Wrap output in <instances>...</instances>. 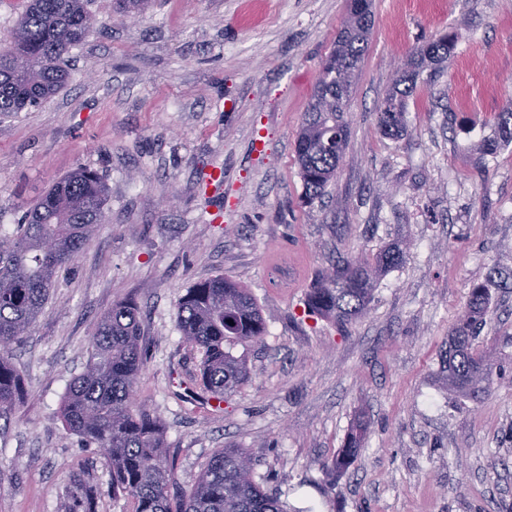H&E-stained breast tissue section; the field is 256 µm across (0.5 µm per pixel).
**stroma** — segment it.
<instances>
[{"instance_id": "1", "label": "stroma", "mask_w": 512, "mask_h": 512, "mask_svg": "<svg viewBox=\"0 0 512 512\" xmlns=\"http://www.w3.org/2000/svg\"><path fill=\"white\" fill-rule=\"evenodd\" d=\"M349 6L150 0L129 17L91 0L98 25L68 55L67 86L0 116L5 229L77 167L109 188L102 224L12 351L29 396L0 419V512H67L76 474L97 512H134L113 495L107 458L59 415L101 315L127 296L149 340L136 397L160 417L182 488L234 446L286 512H512V143L496 135L512 111V0H372L352 134L323 205L308 208L294 142ZM450 32L454 51L405 101L406 131L385 135L377 111L393 81ZM393 244L403 260L356 323L305 314L322 272ZM219 275L251 290L268 332L246 350L248 381L216 408L176 304ZM485 280L474 346L493 382L471 399L449 392L444 360ZM359 422L357 459L329 473Z\"/></svg>"}]
</instances>
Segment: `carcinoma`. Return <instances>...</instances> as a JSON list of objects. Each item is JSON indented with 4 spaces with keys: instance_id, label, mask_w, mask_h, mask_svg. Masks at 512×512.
<instances>
[{
    "instance_id": "1",
    "label": "carcinoma",
    "mask_w": 512,
    "mask_h": 512,
    "mask_svg": "<svg viewBox=\"0 0 512 512\" xmlns=\"http://www.w3.org/2000/svg\"><path fill=\"white\" fill-rule=\"evenodd\" d=\"M96 24L88 0H28L7 42L0 41V115L35 107L59 93L69 73L65 55ZM371 0H351L336 46L322 63L311 105L295 142L303 201L320 202L336 177L350 136L345 119L355 70L367 49ZM455 33L428 43L413 57L414 68L395 82L377 113L389 136L406 129L405 98L425 64L448 57ZM108 187L97 172L80 168L54 182L26 212L22 223L0 235V417L27 391L11 362V345L21 344L47 303L59 274L102 222ZM403 251L389 248L373 258H348L333 266L309 290L305 312L338 325L363 315L375 282L396 265ZM490 282L472 286L465 309L451 330L448 388L469 398L492 381L491 370L472 347L485 324ZM185 343L202 353L199 382L209 398L222 401L249 376L245 354L234 349L267 335L262 309L251 291L224 277L193 283L177 302ZM140 309L131 297L104 312L91 337L84 371L68 385L61 407L65 428L109 459L112 493L131 496L135 512H285L279 498L256 480L255 461L241 448H222L199 473L190 492L174 487L173 459L157 415L134 399L147 363ZM358 449L353 436L331 461L342 471ZM95 491L77 483L69 512H96Z\"/></svg>"
}]
</instances>
